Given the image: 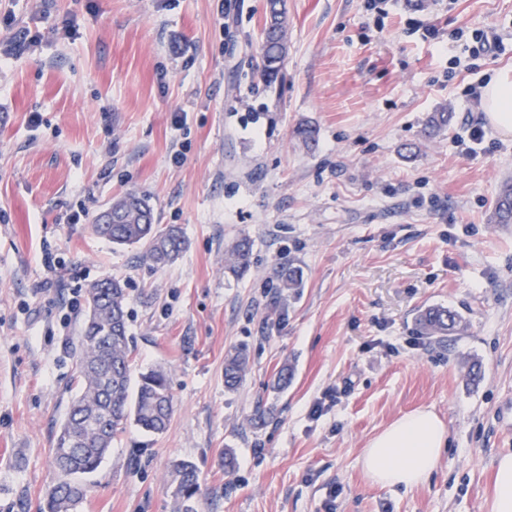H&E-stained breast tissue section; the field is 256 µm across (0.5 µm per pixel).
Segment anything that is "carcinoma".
<instances>
[{
  "instance_id": "1",
  "label": "carcinoma",
  "mask_w": 512,
  "mask_h": 512,
  "mask_svg": "<svg viewBox=\"0 0 512 512\" xmlns=\"http://www.w3.org/2000/svg\"><path fill=\"white\" fill-rule=\"evenodd\" d=\"M288 26L287 0H266L265 24L260 48L262 76L268 83L283 78L288 54L285 38ZM453 113H431L422 130L431 138L448 128ZM293 135L304 146L315 144L316 128L300 122ZM112 220L97 219L94 231L118 246L141 245L151 262L164 267L173 263L186 249L187 241L176 225L156 224L154 209L145 195L129 193L113 199ZM492 221L512 224V182H503L494 202ZM252 244L243 237L230 249L225 269L238 277L251 266ZM277 287L294 291L302 287V274L285 257L276 264ZM125 283L104 278L91 284L84 299V313L77 337V364L73 395L63 422L54 439L53 458L59 473L46 494L41 512H77L86 497V486L76 481L94 473L103 462L113 438L128 424L159 435L165 432L174 411L169 376L161 368H152L132 381V350L127 336ZM421 332L429 336H450L461 330L459 314L436 306L419 317ZM249 361L248 348L239 346L224 360V385L236 389L243 381ZM174 495L183 512H193L190 502L200 491L196 469L189 463H174Z\"/></svg>"
}]
</instances>
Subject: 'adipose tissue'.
Masks as SVG:
<instances>
[{
  "mask_svg": "<svg viewBox=\"0 0 512 512\" xmlns=\"http://www.w3.org/2000/svg\"><path fill=\"white\" fill-rule=\"evenodd\" d=\"M482 105L487 121L502 134L512 133V71L487 84ZM448 446V430L432 410L403 414L368 442L362 455L365 475L386 488H414L427 482Z\"/></svg>",
  "mask_w": 512,
  "mask_h": 512,
  "instance_id": "adipose-tissue-1",
  "label": "adipose tissue"
}]
</instances>
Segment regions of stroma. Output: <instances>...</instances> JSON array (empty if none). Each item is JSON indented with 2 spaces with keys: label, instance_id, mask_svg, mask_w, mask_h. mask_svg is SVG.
<instances>
[{
  "label": "stroma",
  "instance_id": "1",
  "mask_svg": "<svg viewBox=\"0 0 512 512\" xmlns=\"http://www.w3.org/2000/svg\"><path fill=\"white\" fill-rule=\"evenodd\" d=\"M376 2L288 0L285 78L268 86L266 0H0V42L39 39L0 59V512H40L57 479L85 291L105 277L128 288L134 372L166 369L174 412L163 434L113 439L79 512H178L180 460L199 476L196 512H489L494 461L512 452V224L490 221L512 135L464 90L512 70V0ZM477 29L505 53L451 67ZM445 107L450 127L423 139ZM303 120L310 149L293 136ZM130 192L183 231L174 263L94 232ZM244 236L238 279L224 252ZM282 257L303 273L296 293L277 286ZM431 306L464 330L422 334ZM239 345L249 369L230 391ZM420 407L448 427L435 472L373 485L367 443ZM248 361L247 346H239L226 356L224 360V385L226 388L234 390L242 383Z\"/></svg>",
  "mask_w": 512,
  "mask_h": 512
}]
</instances>
